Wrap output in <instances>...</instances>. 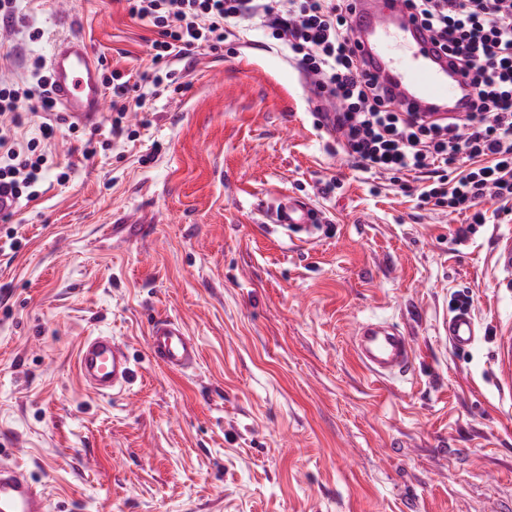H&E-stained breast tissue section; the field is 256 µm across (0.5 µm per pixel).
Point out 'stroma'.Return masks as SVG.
Here are the masks:
<instances>
[{
  "instance_id": "obj_1",
  "label": "stroma",
  "mask_w": 512,
  "mask_h": 512,
  "mask_svg": "<svg viewBox=\"0 0 512 512\" xmlns=\"http://www.w3.org/2000/svg\"><path fill=\"white\" fill-rule=\"evenodd\" d=\"M18 8L11 78L72 32L132 81L149 71L155 34L119 0ZM172 66L184 89L130 113L134 138L88 160L57 136L39 198L0 222V460L49 512H512V214L486 200L461 236L467 214L417 207L415 182L364 179L259 29ZM282 193L317 213L313 243L264 228ZM463 306L480 336L458 351L438 328ZM370 316L411 336V375L359 365ZM159 318L197 341L194 366L150 358ZM89 336L126 347L128 390L81 381Z\"/></svg>"
}]
</instances>
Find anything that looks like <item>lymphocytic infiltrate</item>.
I'll return each mask as SVG.
<instances>
[{
	"label": "lymphocytic infiltrate",
	"mask_w": 512,
	"mask_h": 512,
	"mask_svg": "<svg viewBox=\"0 0 512 512\" xmlns=\"http://www.w3.org/2000/svg\"><path fill=\"white\" fill-rule=\"evenodd\" d=\"M131 18L154 29L151 82L169 89L171 60L191 49L221 50L240 30L260 25L281 45L288 63L305 81L317 127L334 137L358 172L374 178L401 174L421 183L420 205L469 214L485 223L479 205L497 200L512 211V0H407L468 81L466 112L426 118L405 110L372 78L355 51L349 16L353 0H124ZM32 78L0 75V187L32 201L48 168L46 146L56 131L75 138L85 157L106 142L100 127L82 128L51 96L42 59L30 63ZM111 87V128L127 135L128 112L147 99L121 70L104 72ZM41 108L40 137L23 138L24 100Z\"/></svg>",
	"instance_id": "1"
}]
</instances>
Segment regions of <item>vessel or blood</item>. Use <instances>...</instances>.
<instances>
[{"label": "vessel or blood", "instance_id": "obj_1", "mask_svg": "<svg viewBox=\"0 0 512 512\" xmlns=\"http://www.w3.org/2000/svg\"><path fill=\"white\" fill-rule=\"evenodd\" d=\"M352 27L370 73L392 90L402 106L418 112L464 111L465 78L452 59L432 44L429 33L413 22L404 0H355ZM46 64L62 112L78 124L97 125L104 87L85 39L78 35L58 39L48 51ZM265 213L273 225L293 233L311 231L314 223L305 199L287 194L266 203ZM441 334L457 349L470 348L477 336L470 310L460 308L444 318ZM148 352L157 364L173 370L191 367L200 355L196 341L170 319L152 323ZM355 355L367 373L378 379L406 375L415 362L406 332L378 320L360 327ZM77 367L85 383L104 396L124 392L133 373L123 345L109 336L85 339ZM0 512H47L43 491L19 466L0 464Z\"/></svg>", "mask_w": 512, "mask_h": 512}]
</instances>
